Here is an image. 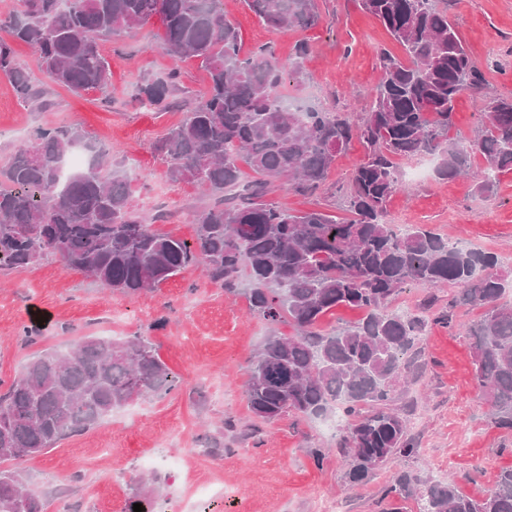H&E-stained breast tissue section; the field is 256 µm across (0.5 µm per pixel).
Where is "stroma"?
Instances as JSON below:
<instances>
[{"label":"stroma","instance_id":"stroma-1","mask_svg":"<svg viewBox=\"0 0 512 512\" xmlns=\"http://www.w3.org/2000/svg\"><path fill=\"white\" fill-rule=\"evenodd\" d=\"M316 5V26L288 32L268 28L243 0H224V11L240 29L242 54L269 45L285 62L297 41L310 45L304 80L285 83L284 97L350 115L362 112L382 76L380 51L398 56L402 50L360 0H316ZM446 6L484 74L480 92L455 102L451 133L470 137L485 98L512 97V0H447ZM162 33L155 18L104 42L110 85L104 92L78 95L45 76L33 48L15 43L16 59L43 89L45 103L24 106L0 77V162L33 127L81 128L112 146L117 161L134 163V201L153 230L190 241L192 213L210 197L200 186L170 183L153 143L180 121L208 78L197 61L172 64L160 47ZM174 66L180 71L174 106L159 112L142 104L140 85ZM364 155V147L352 142L317 192L302 195L284 186L271 199L293 212L320 209L344 219L346 185ZM387 217L493 254L512 275V173L500 177L489 198L468 179L446 182L432 174L420 183L405 182L389 200ZM29 306L51 315L35 343L23 333L22 313ZM266 334V324L250 316L245 297L213 287L195 267L138 297L104 290L56 259L21 271L0 270L1 384L41 350L66 348L84 336L147 337L180 378L166 396L143 397L48 453L16 460L28 491L46 502V512H128L145 486L153 490V512H184L199 491L216 493L225 486L235 490V503L216 495L210 512H315L323 498L338 500L345 512H378L385 487L403 471L435 480L451 476L464 493L478 496L512 468V430L495 426L487 414L466 336L432 327L420 356L422 371L396 402L418 453L392 459L353 484L334 440L316 421L289 416L259 424L252 417L244 385L249 360ZM209 436L220 440L219 449L205 448ZM314 448L324 449L322 464H315Z\"/></svg>","mask_w":512,"mask_h":512}]
</instances>
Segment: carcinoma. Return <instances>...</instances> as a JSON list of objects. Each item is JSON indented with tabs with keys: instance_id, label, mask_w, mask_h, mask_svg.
<instances>
[{
	"instance_id": "cac0c4a2",
	"label": "carcinoma",
	"mask_w": 512,
	"mask_h": 512,
	"mask_svg": "<svg viewBox=\"0 0 512 512\" xmlns=\"http://www.w3.org/2000/svg\"><path fill=\"white\" fill-rule=\"evenodd\" d=\"M0 16V75L17 99L42 105L43 92L16 61L21 41L39 52L54 83L72 92L104 91L109 65L101 42L119 39L153 17L162 20L161 48L174 61L196 59L208 87L181 122L155 143L173 184L193 183L211 202L194 211L189 242L151 229L132 205L124 170L112 148L77 127H36L0 165V269H23L50 257L125 295L155 289L191 266L207 282L242 294L270 328L250 360L244 392L255 420L288 413L303 418L340 411L346 421L336 448L352 484L395 457L416 453L406 418L392 403L412 373L407 355L427 328L462 331L471 340L477 389L494 424L512 429V281L494 256L465 248L432 229L404 230L386 220L389 199L402 189L399 160L436 157V175L453 180L480 157L476 191L489 197L512 172V98L481 105L472 139L451 138L455 100L481 89L483 77L441 7L443 0H361L402 46L406 59L380 52L383 70L369 110L352 119L323 107H293L280 94L301 82L306 42L288 64L266 48L241 55L237 26L223 0H18ZM268 27L290 31L319 21L315 0H244ZM174 67L142 86L141 102L170 108ZM366 149L349 178V217L294 213L266 196L283 182L313 193L336 156L353 140ZM254 173L242 179L240 163ZM411 285L456 289L448 303L430 295L424 314H401L395 298ZM485 309L463 325L455 309ZM356 309L355 324L324 331L322 318ZM289 322L296 335L279 334ZM177 377L143 336H84L65 350L33 356L0 391V463L48 452L60 440L96 427L144 396H163ZM18 470L0 468V512H45ZM512 512V469L482 496L455 482L403 471L384 493L380 512Z\"/></svg>"
}]
</instances>
